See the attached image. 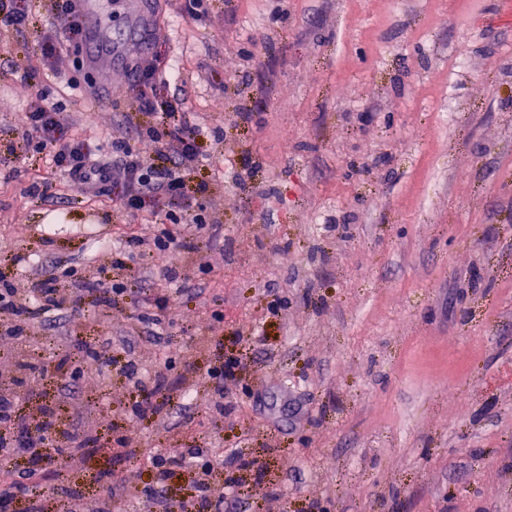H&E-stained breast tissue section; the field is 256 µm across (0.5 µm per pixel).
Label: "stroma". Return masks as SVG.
<instances>
[{
    "mask_svg": "<svg viewBox=\"0 0 512 512\" xmlns=\"http://www.w3.org/2000/svg\"><path fill=\"white\" fill-rule=\"evenodd\" d=\"M18 2L26 27L0 25V276L65 268L129 286L115 308L87 296L57 326L0 337L4 371L111 324L106 382L34 379L18 409L50 403L62 428L82 414L100 441L147 452L213 449L220 512H512V0H204L200 18L186 0H109L113 83L164 64L208 133L186 187L222 227L199 234L204 272L178 254L112 268L103 250L142 228L177 232L164 200L116 213L119 190L75 187L27 151L37 91L18 74L60 25L51 0ZM97 80L79 53L49 74L65 135L107 147L152 122L116 94L74 104L70 82ZM171 266L188 289L127 336ZM230 356L221 417L191 377ZM131 360L163 372L147 388L167 403L159 421L127 414ZM111 477L140 490L118 512H182L197 496L194 466L163 493L142 460L108 454L61 482L93 503Z\"/></svg>",
    "mask_w": 512,
    "mask_h": 512,
    "instance_id": "stroma-1",
    "label": "stroma"
}]
</instances>
